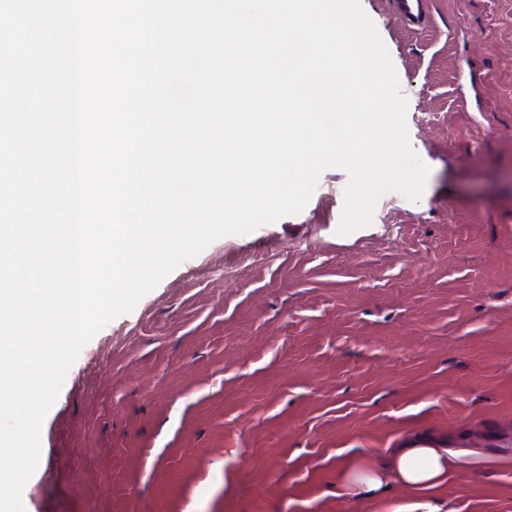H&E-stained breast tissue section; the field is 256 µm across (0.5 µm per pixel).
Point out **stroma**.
Returning <instances> with one entry per match:
<instances>
[{
    "label": "stroma",
    "mask_w": 512,
    "mask_h": 512,
    "mask_svg": "<svg viewBox=\"0 0 512 512\" xmlns=\"http://www.w3.org/2000/svg\"><path fill=\"white\" fill-rule=\"evenodd\" d=\"M428 168L339 231L348 173L221 237L80 352L41 428L25 512H399L340 472L423 440L431 504L512 512V0H430L420 31L360 0Z\"/></svg>",
    "instance_id": "stroma-1"
}]
</instances>
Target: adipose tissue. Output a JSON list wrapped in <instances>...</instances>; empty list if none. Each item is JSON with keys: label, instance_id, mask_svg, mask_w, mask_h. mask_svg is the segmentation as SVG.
Here are the masks:
<instances>
[{"label": "adipose tissue", "instance_id": "ef3b65f1", "mask_svg": "<svg viewBox=\"0 0 512 512\" xmlns=\"http://www.w3.org/2000/svg\"><path fill=\"white\" fill-rule=\"evenodd\" d=\"M454 467V456L445 448L417 444L410 448L392 449L384 468H356L343 472L345 490L375 496L384 486V473H391L409 490L414 501L407 512H432L429 501L448 480Z\"/></svg>", "mask_w": 512, "mask_h": 512}]
</instances>
